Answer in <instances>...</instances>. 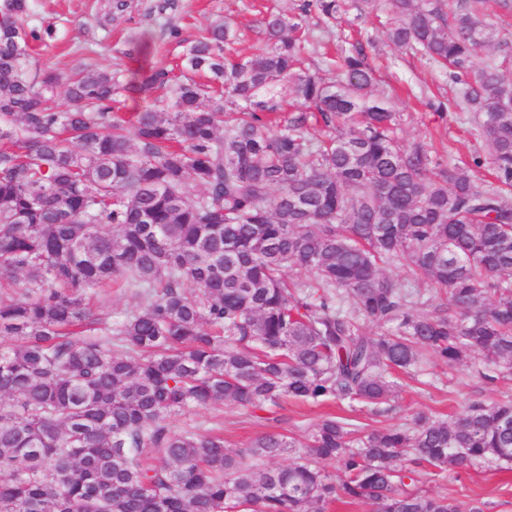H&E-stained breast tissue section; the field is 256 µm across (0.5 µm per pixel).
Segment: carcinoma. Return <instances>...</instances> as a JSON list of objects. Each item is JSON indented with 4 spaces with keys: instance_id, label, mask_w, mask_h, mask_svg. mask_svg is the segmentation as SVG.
Returning a JSON list of instances; mask_svg holds the SVG:
<instances>
[{
    "instance_id": "1",
    "label": "carcinoma",
    "mask_w": 512,
    "mask_h": 512,
    "mask_svg": "<svg viewBox=\"0 0 512 512\" xmlns=\"http://www.w3.org/2000/svg\"><path fill=\"white\" fill-rule=\"evenodd\" d=\"M472 3H356L388 7V39L458 84L483 151L450 166L396 136L362 43L335 78L301 68L304 16L328 26L338 0L266 13L270 48L240 61L217 21L178 77L87 63L66 80L24 65L55 25L0 0V512H460L422 488L424 468L512 463L511 398L402 427L326 415L245 448L172 429L224 401L387 414L394 375L427 357L512 377V79L494 57L467 79L478 52L511 60L512 43ZM285 81L290 114L261 97ZM122 96L148 105L119 119ZM395 263L443 299L382 272ZM116 285L148 303L96 312L90 295Z\"/></svg>"
}]
</instances>
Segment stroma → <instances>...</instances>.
<instances>
[{
  "label": "stroma",
  "instance_id": "obj_1",
  "mask_svg": "<svg viewBox=\"0 0 512 512\" xmlns=\"http://www.w3.org/2000/svg\"><path fill=\"white\" fill-rule=\"evenodd\" d=\"M109 0H36L37 18L54 19L57 36L38 54L28 57V68L50 66L63 74L93 58L97 67L147 71L171 68L179 62L185 47L208 23L216 20L232 22L238 33L237 52L246 57L264 49L259 32V15L254 0H177L178 7L168 16L151 13L156 0H126L125 10L112 14L108 28L97 20ZM342 9L334 24L311 26L305 49L309 67L332 69L342 50L353 36L366 40L367 61L377 71V89L387 103L401 114L397 134L405 140H425L432 153L454 164L480 148L481 141L469 113L449 108L456 85L441 68L410 50L391 44L386 30L392 22L390 14L381 18L357 17L351 0H341ZM180 29L178 39L164 35L166 23ZM445 102L444 112H435L433 103ZM393 410L377 416L361 409L353 412L357 423L368 427L406 424L420 411L436 417H449L473 401L490 402L512 395V383L488 384L477 366L447 368L431 359L415 377H400ZM328 409L324 406L283 403L277 410V421L258 418L252 409L231 402L216 403L190 410L174 428L193 425L201 432H220L229 447L243 448L269 431L294 438L319 420ZM422 487L429 492L445 494L460 505L479 500L485 512H512V468L494 463H476L447 473L428 470Z\"/></svg>",
  "mask_w": 512,
  "mask_h": 512
}]
</instances>
